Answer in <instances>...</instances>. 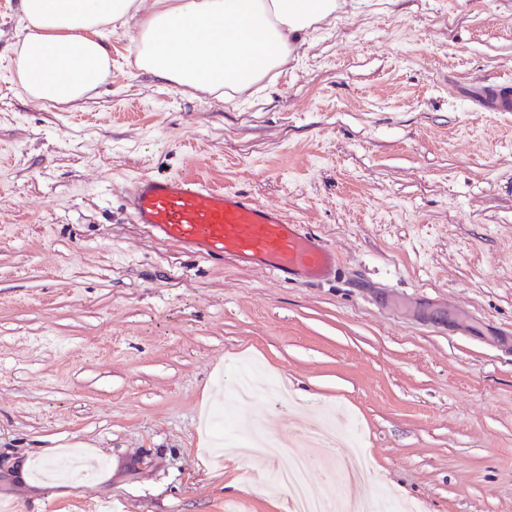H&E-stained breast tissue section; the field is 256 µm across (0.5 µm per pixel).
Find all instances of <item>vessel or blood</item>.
Listing matches in <instances>:
<instances>
[{"instance_id": "1", "label": "vessel or blood", "mask_w": 512, "mask_h": 512, "mask_svg": "<svg viewBox=\"0 0 512 512\" xmlns=\"http://www.w3.org/2000/svg\"><path fill=\"white\" fill-rule=\"evenodd\" d=\"M474 99L487 111L512 112V83L479 88ZM134 183L129 204L136 222L197 257L229 255L308 280L336 271L335 250L291 223L279 206L198 175H141Z\"/></svg>"}]
</instances>
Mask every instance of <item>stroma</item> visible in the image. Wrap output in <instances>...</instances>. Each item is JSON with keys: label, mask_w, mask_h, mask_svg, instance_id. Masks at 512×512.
<instances>
[{"label": "stroma", "mask_w": 512, "mask_h": 512, "mask_svg": "<svg viewBox=\"0 0 512 512\" xmlns=\"http://www.w3.org/2000/svg\"><path fill=\"white\" fill-rule=\"evenodd\" d=\"M45 104L0 77V512H286L250 425L378 512H512V0H339L231 107L138 71ZM199 172L335 248L283 281L158 240L141 174ZM287 402L269 396L271 383ZM353 433L361 482L311 447ZM474 99L488 112H512V84L510 81H502L480 87Z\"/></svg>", "instance_id": "obj_1"}]
</instances>
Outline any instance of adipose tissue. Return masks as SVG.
Returning a JSON list of instances; mask_svg holds the SVG:
<instances>
[{"label":"adipose tissue","mask_w":512,"mask_h":512,"mask_svg":"<svg viewBox=\"0 0 512 512\" xmlns=\"http://www.w3.org/2000/svg\"><path fill=\"white\" fill-rule=\"evenodd\" d=\"M338 0H17L27 35L6 59L28 98L73 103L112 78L107 37L136 28V66L163 84L232 103L285 67Z\"/></svg>","instance_id":"1"}]
</instances>
